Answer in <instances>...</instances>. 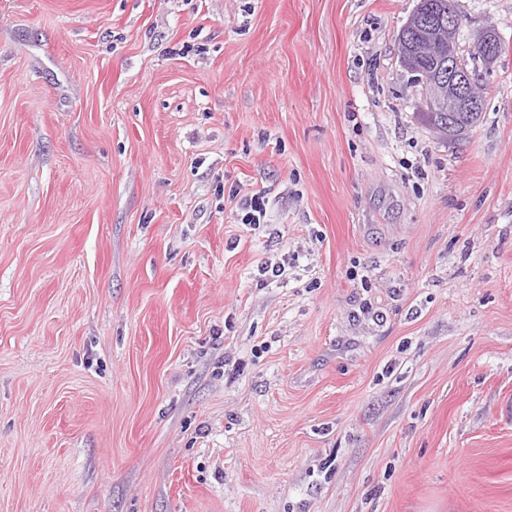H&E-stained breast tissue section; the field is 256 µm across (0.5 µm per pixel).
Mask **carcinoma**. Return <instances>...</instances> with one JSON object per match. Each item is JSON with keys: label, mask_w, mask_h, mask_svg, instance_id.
<instances>
[{"label": "carcinoma", "mask_w": 512, "mask_h": 512, "mask_svg": "<svg viewBox=\"0 0 512 512\" xmlns=\"http://www.w3.org/2000/svg\"><path fill=\"white\" fill-rule=\"evenodd\" d=\"M455 11L454 0H419L414 10L418 18L399 30L396 37L397 59L415 79L413 84L421 88V112L417 113L420 122L433 130L446 142H455L476 126L478 119L460 121L454 133H448V47L432 48L431 41L439 24H448V12ZM460 63L470 73H477L474 62L478 61L490 71L494 63L485 62L477 50H458Z\"/></svg>", "instance_id": "cac0c4a2"}]
</instances>
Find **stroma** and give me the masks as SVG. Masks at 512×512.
I'll return each instance as SVG.
<instances>
[{
    "instance_id": "obj_1",
    "label": "stroma",
    "mask_w": 512,
    "mask_h": 512,
    "mask_svg": "<svg viewBox=\"0 0 512 512\" xmlns=\"http://www.w3.org/2000/svg\"><path fill=\"white\" fill-rule=\"evenodd\" d=\"M417 3L0 0V512H512V0L452 146ZM421 4L425 6V12ZM454 7V0H419L411 16H421L409 23L407 21L399 30L395 40L400 66L409 73L411 72L413 76L420 77L413 79L414 86H420L422 90L420 96L423 98L421 112H416L417 118L423 125L437 133L440 138L450 143L461 139L463 134L467 135L473 127H476L486 106L488 87L481 81L476 88L484 100L483 111L477 112L476 118L470 121L460 118L459 128L455 129L454 133L448 137V115L455 118L452 114H448V111L458 112L467 109L475 112L481 106L480 100L469 92L474 77L472 74L480 75L477 73L474 62L480 61L483 68L485 67L486 73H490V69L498 63V61L486 63L477 50L461 49L462 46L458 43L460 23L454 32L453 39L458 47L457 56H461L460 63L471 74L457 70L448 64V45L443 46L441 50L439 47L432 49L430 43L435 28L441 25L439 21L442 20L443 25L453 24V17L448 9L460 18ZM457 56H454V59ZM476 57L479 60H476ZM442 77L445 79L442 80ZM245 209L247 210L243 220L245 224H264L267 215L268 200L261 192L251 195L245 200Z\"/></svg>"
}]
</instances>
